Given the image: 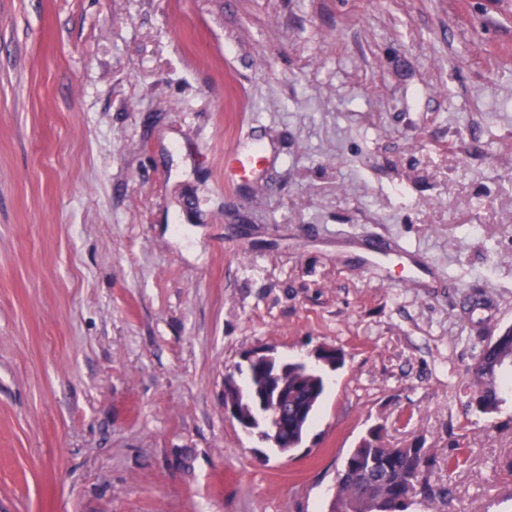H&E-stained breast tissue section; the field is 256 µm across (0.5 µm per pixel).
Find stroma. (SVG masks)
Wrapping results in <instances>:
<instances>
[{"instance_id": "stroma-1", "label": "stroma", "mask_w": 512, "mask_h": 512, "mask_svg": "<svg viewBox=\"0 0 512 512\" xmlns=\"http://www.w3.org/2000/svg\"><path fill=\"white\" fill-rule=\"evenodd\" d=\"M510 325L512 0H0V512H329L376 425L512 512L467 375ZM319 345L291 456L225 419L247 353ZM289 376L290 384L297 391L295 399L307 406L305 417L289 430L288 441L285 442V448L292 447L295 450L300 447L308 426L312 423L321 403L325 392V380L319 371H311L303 366H293Z\"/></svg>"}]
</instances>
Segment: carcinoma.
<instances>
[{"label": "carcinoma", "mask_w": 512, "mask_h": 512, "mask_svg": "<svg viewBox=\"0 0 512 512\" xmlns=\"http://www.w3.org/2000/svg\"><path fill=\"white\" fill-rule=\"evenodd\" d=\"M512 366V326L482 345L468 369L469 407L489 415L503 402L505 369ZM296 399L307 406L305 417L289 430L287 448L300 447L325 392L318 371L295 366L289 373ZM437 463L431 448H389L383 428L374 427L346 456L330 512H412L415 506L437 507L450 489L430 481Z\"/></svg>", "instance_id": "1"}]
</instances>
